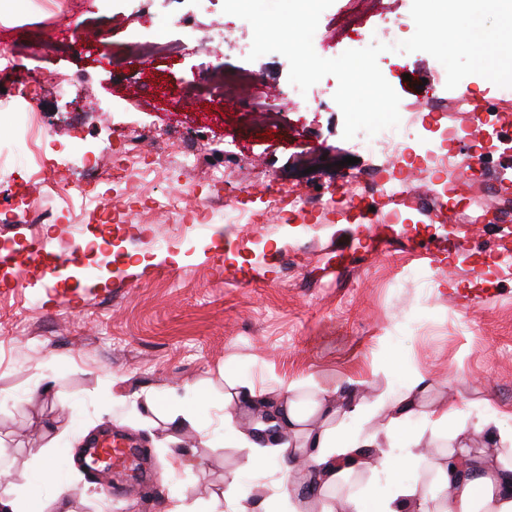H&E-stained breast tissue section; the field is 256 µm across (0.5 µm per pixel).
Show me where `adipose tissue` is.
<instances>
[{
  "instance_id": "ef3b65f1",
  "label": "adipose tissue",
  "mask_w": 512,
  "mask_h": 512,
  "mask_svg": "<svg viewBox=\"0 0 512 512\" xmlns=\"http://www.w3.org/2000/svg\"><path fill=\"white\" fill-rule=\"evenodd\" d=\"M427 385L424 377L413 375L405 393L378 397L375 407L385 413L379 428L387 442L374 459L363 455L374 446V438L352 435L336 426V417L361 418L364 405L354 390L340 386L321 390L315 400L302 397L300 385L283 388L277 401H269L253 386L227 381L224 399L238 409L266 408L277 418L282 435L268 437L260 421L243 425L228 424L227 429L239 447L248 451L246 466L261 467L267 452L289 457L284 484H291L294 475H315L319 489H332L345 481L354 469L364 466L382 467L390 471L413 464V451L396 454L394 448L402 437L404 423L417 414H425L433 427L448 425L447 412L423 411L421 396ZM493 419L477 422V429H489L487 446L474 450L465 442L466 427L453 432L454 444L445 459L438 463L436 477L428 485L396 487L389 496L365 509L357 495L340 498L325 505L320 512H512V463L503 462L504 443L512 444V433L494 431Z\"/></svg>"
}]
</instances>
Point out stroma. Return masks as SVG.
<instances>
[{
  "mask_svg": "<svg viewBox=\"0 0 512 512\" xmlns=\"http://www.w3.org/2000/svg\"><path fill=\"white\" fill-rule=\"evenodd\" d=\"M59 11L58 0L0 6V54L20 52L25 71L46 77L35 94L53 174L78 180L81 156L106 149L118 158L129 140L150 154L129 182H100L94 200L53 209L51 223L20 224L35 181L12 152L19 87L0 75V251L17 260L0 268V463L13 487L36 486L49 496L67 486L72 512H168L178 497L192 512H238L255 502L264 512H287L280 463L245 469V450L224 438V419L235 412L224 402V367L272 401L283 386L311 380L352 386L369 402L402 394L416 372L429 386L424 407H453L449 426L492 416L512 431V277H501L495 264L500 229L512 226V211L503 209L512 199V151L496 152L483 179L460 176L453 200L435 184L399 203H353L344 198L348 177L384 182L391 168L343 139L337 79L311 87L318 111L260 115L253 98L271 88L291 91L289 64L277 53L247 60L252 27L225 14L223 0H82L75 23L113 55L111 92L100 110L56 89L60 81L96 89L101 79L91 58L62 45L43 48L40 28ZM172 15L180 25H168ZM158 32L177 48L160 65L166 99L153 88L129 90L124 71L126 44ZM203 60L260 81L250 97L221 105L228 123L201 125L181 109L185 79ZM378 65L404 108L424 98L422 81L441 67L420 51L407 62L385 52ZM186 127L190 169L161 138L163 130ZM348 156L355 164H345ZM216 165L228 179L248 173L236 202L260 225L229 227L220 212L208 224L163 222L162 205L186 188L198 203L224 197L223 185L209 178ZM297 183L310 196L334 198L335 207L291 208L284 199ZM101 200L115 217L105 227ZM393 210L401 221L388 229L390 250L375 254L370 231ZM97 233L106 242L81 252L76 278L46 281L52 258ZM36 238L50 247L30 262ZM141 254L147 265L130 269ZM144 387L197 406V416L174 431L154 425L131 400ZM105 430L141 450L148 478L135 493L118 492L131 482L123 468L93 478L83 467V444ZM405 435L419 441L418 468L351 473L342 486L308 498L307 512L354 491L378 499L394 485L431 480L450 435L419 417ZM187 441L196 453L177 461L172 451ZM48 469L54 480H44Z\"/></svg>",
  "mask_w": 512,
  "mask_h": 512,
  "instance_id": "obj_1",
  "label": "stroma"
}]
</instances>
